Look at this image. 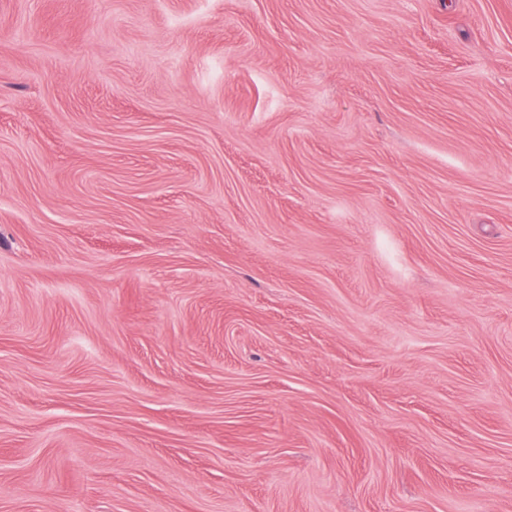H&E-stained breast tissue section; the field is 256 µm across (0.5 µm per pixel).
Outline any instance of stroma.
I'll return each instance as SVG.
<instances>
[{
  "label": "stroma",
  "instance_id": "obj_1",
  "mask_svg": "<svg viewBox=\"0 0 512 512\" xmlns=\"http://www.w3.org/2000/svg\"><path fill=\"white\" fill-rule=\"evenodd\" d=\"M0 512H512V0H0Z\"/></svg>",
  "mask_w": 512,
  "mask_h": 512
}]
</instances>
